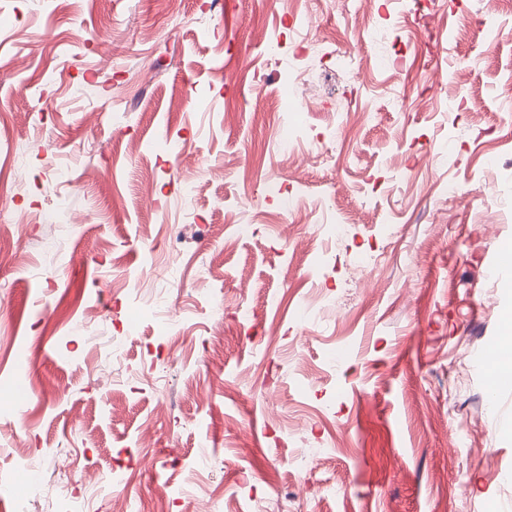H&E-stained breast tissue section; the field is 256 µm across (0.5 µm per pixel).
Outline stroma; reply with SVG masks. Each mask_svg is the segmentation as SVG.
<instances>
[{"instance_id":"35a3bbf8","label":"stroma","mask_w":512,"mask_h":512,"mask_svg":"<svg viewBox=\"0 0 512 512\" xmlns=\"http://www.w3.org/2000/svg\"><path fill=\"white\" fill-rule=\"evenodd\" d=\"M4 65L0 512H512V0H0Z\"/></svg>"}]
</instances>
